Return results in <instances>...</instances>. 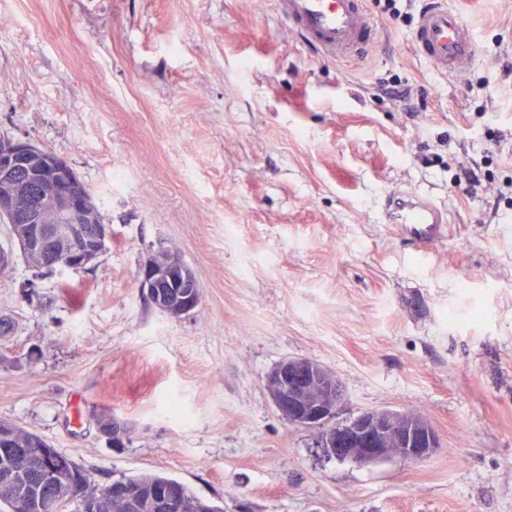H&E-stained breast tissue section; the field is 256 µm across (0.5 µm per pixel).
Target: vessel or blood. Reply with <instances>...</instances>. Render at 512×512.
I'll return each instance as SVG.
<instances>
[{
    "mask_svg": "<svg viewBox=\"0 0 512 512\" xmlns=\"http://www.w3.org/2000/svg\"><path fill=\"white\" fill-rule=\"evenodd\" d=\"M289 27L320 56L359 57L377 42L379 26L364 0H276ZM415 55L444 76L465 74L480 56L479 41L462 11L448 0H430L416 19L412 34ZM387 223L406 238L426 244L443 237L442 209L411 189L388 198Z\"/></svg>",
    "mask_w": 512,
    "mask_h": 512,
    "instance_id": "1",
    "label": "vessel or blood"
}]
</instances>
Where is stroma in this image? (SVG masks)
I'll list each match as a JSON object with an SVG mask.
<instances>
[{
	"label": "stroma",
	"mask_w": 512,
	"mask_h": 512,
	"mask_svg": "<svg viewBox=\"0 0 512 512\" xmlns=\"http://www.w3.org/2000/svg\"><path fill=\"white\" fill-rule=\"evenodd\" d=\"M364 4L380 37L345 62L274 0H0V134L66 159L110 229L83 270L0 272V419L98 486L165 474L224 512H512V0H459L481 54L452 82ZM393 74L414 111L377 99ZM403 187L442 239L386 224ZM161 249L201 286L177 318L138 288ZM289 357L344 384L337 420L412 411L441 448L327 457L266 391ZM98 416L99 420L112 421V423L108 421H97L98 434L109 443H112V446L119 445L125 434L123 426L114 420L112 414L109 412H102Z\"/></svg>",
	"instance_id": "stroma-1"
}]
</instances>
